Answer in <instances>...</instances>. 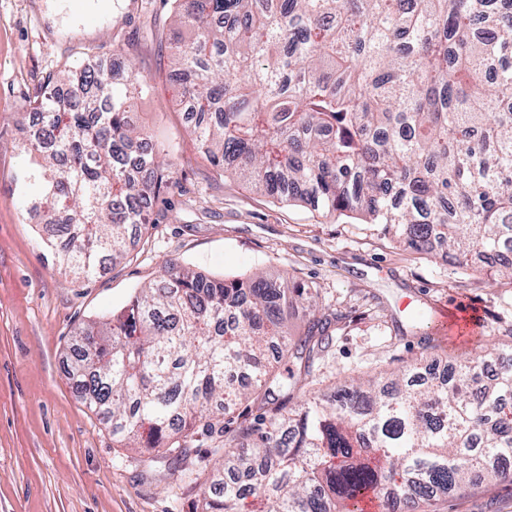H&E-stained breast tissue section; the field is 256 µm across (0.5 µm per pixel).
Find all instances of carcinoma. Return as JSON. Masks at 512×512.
<instances>
[{"label": "carcinoma", "mask_w": 512, "mask_h": 512, "mask_svg": "<svg viewBox=\"0 0 512 512\" xmlns=\"http://www.w3.org/2000/svg\"><path fill=\"white\" fill-rule=\"evenodd\" d=\"M173 78L187 135L220 174L280 202L358 213L413 250L460 264L499 257L512 279V10L500 0H172ZM143 81L129 61L48 77L21 129L36 159L26 205L44 244L90 279L129 255L175 164L141 151ZM301 335L288 331L291 317ZM335 317L318 291L266 274L226 280L168 266L109 316L74 332L69 376L119 448L227 468L169 474L200 512H416L477 472L512 478V348L345 384L288 409ZM292 363L280 376L282 361ZM256 413L234 417L241 401ZM241 447L227 450L230 431Z\"/></svg>", "instance_id": "1"}]
</instances>
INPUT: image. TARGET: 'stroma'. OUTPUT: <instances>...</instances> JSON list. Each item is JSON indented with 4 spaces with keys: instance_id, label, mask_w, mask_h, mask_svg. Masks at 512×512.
Wrapping results in <instances>:
<instances>
[{
    "instance_id": "1",
    "label": "stroma",
    "mask_w": 512,
    "mask_h": 512,
    "mask_svg": "<svg viewBox=\"0 0 512 512\" xmlns=\"http://www.w3.org/2000/svg\"><path fill=\"white\" fill-rule=\"evenodd\" d=\"M111 19L77 27L58 0H0V512H193L199 493L168 491L169 460L148 471L146 452L118 448L63 372L71 332L110 315L165 264L206 274L286 276L318 289L339 314L316 360L313 389L401 365L483 347L512 345V279L486 258L462 267L441 249L414 251L380 224L278 203L233 177H220L185 135L173 81L169 0H112ZM132 60L147 90L134 120L173 158L176 184L155 200L153 223L131 254L86 283L57 263L25 204L30 155L21 144L29 100L49 75L89 57ZM468 310L478 327L443 328L442 312ZM435 512H512V481L475 476Z\"/></svg>"
}]
</instances>
